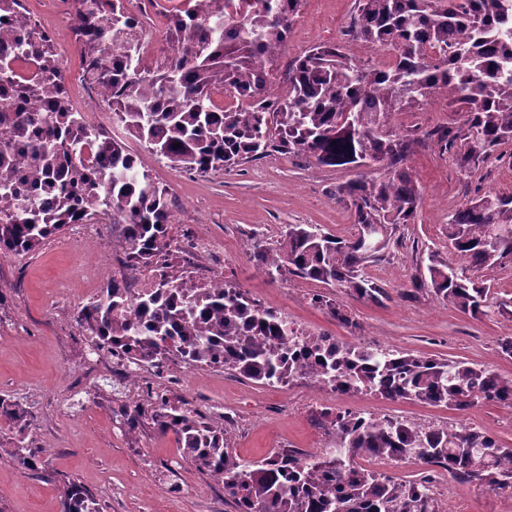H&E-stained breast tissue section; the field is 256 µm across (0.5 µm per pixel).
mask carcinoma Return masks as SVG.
Returning a JSON list of instances; mask_svg holds the SVG:
<instances>
[{"label":"carcinoma","instance_id":"1","mask_svg":"<svg viewBox=\"0 0 512 512\" xmlns=\"http://www.w3.org/2000/svg\"><path fill=\"white\" fill-rule=\"evenodd\" d=\"M166 14L168 65L142 73L136 49L123 45L124 0L100 9L78 0L72 31L86 71L112 90V121L153 153L205 176L272 153L305 156L318 167L360 168L375 175L336 186L350 202L354 225L374 238H341L317 224H290L275 243L255 236L250 251L270 280L288 276L378 302L385 287L366 275L385 258L397 226L414 220L421 189L406 165L416 147L437 141L468 170L512 143V0H356L349 36L393 51L376 67L347 45L320 43L288 71V91L268 89L269 66L281 54L304 0H185ZM122 46L119 63L107 51ZM42 57L41 81L18 90L52 110L16 113L0 146V249L41 250L75 221L112 225L128 268L168 262L173 212L169 193L138 166L125 142L88 130L54 82L61 66L41 40L23 47ZM216 87L239 100L218 106ZM444 95L463 123L456 131L401 135L395 114ZM448 242L460 265L431 260L417 287L474 316L512 312L490 301L475 273L512 258V195L485 192L448 219ZM91 335L117 340L132 360L178 353L188 367L224 360V370L273 386L295 377L300 355L288 347L279 312L238 285L215 291L163 277L151 293L133 297L125 279L111 278L78 314ZM304 356L313 375L340 392L363 390L388 401L463 411L478 402L512 407V378L466 361L392 352L326 334ZM151 419L172 434L183 457L202 472H224V493L247 512H443L432 492L442 469L463 484L512 493V447L484 431L426 430L398 418L362 420L323 412L336 426V449L303 464L289 449L246 463L224 430L200 415L189 418L167 400L150 404ZM0 428L13 436L14 461L39 470L40 450L26 441L30 414L0 396ZM411 458L430 474L399 481L364 460ZM61 512H101L76 481L63 483Z\"/></svg>","mask_w":512,"mask_h":512}]
</instances>
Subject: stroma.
Instances as JSON below:
<instances>
[{"label": "stroma", "mask_w": 512, "mask_h": 512, "mask_svg": "<svg viewBox=\"0 0 512 512\" xmlns=\"http://www.w3.org/2000/svg\"><path fill=\"white\" fill-rule=\"evenodd\" d=\"M354 7L355 0H305L276 62L277 82H284L289 63L310 46L344 40ZM461 121L438 97L412 111L409 122L394 126L400 132L454 129ZM501 151L469 174L439 146L414 152L409 165L422 189L420 208L412 223L398 227L401 246L366 269L389 293L378 303L295 277L271 281L249 254L250 231L260 226L280 231L290 224H318L336 236H350V205L334 191L358 177V170L317 168L304 158L284 156L194 177L147 150L137 155L168 190L176 233L191 239L207 232L219 240L225 280L266 305L343 342L379 340L399 352L484 364L509 377L512 358L499 352L498 340L512 336L511 318H475L413 287L415 279L427 278L430 259H452L451 213L484 191L512 193V143ZM77 236L71 227L37 253L0 252V394L13 396L30 412L32 445L46 459L44 471L21 469L11 459V446L0 443V512H60L58 486L67 480L82 484L105 512H235L223 486L183 458L173 435L161 434L146 416L138 428H129L124 390L111 364L98 363L91 394L82 392L77 374L95 354L77 312L126 257L113 244L111 230L83 242ZM324 291L351 316L352 325L311 303V295ZM160 383L172 401L225 426L243 460L258 461L280 448L317 452L326 441L316 410L292 411L283 390L224 373L165 374ZM372 404L404 420L464 422L512 446V408L481 402L455 411L378 398ZM228 405L238 414L231 425L224 422Z\"/></svg>", "instance_id": "obj_1"}]
</instances>
